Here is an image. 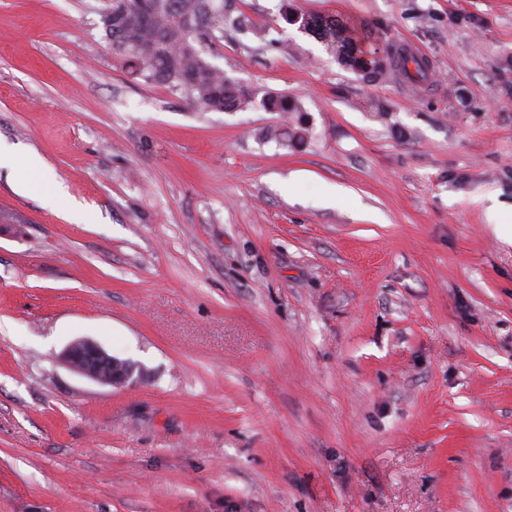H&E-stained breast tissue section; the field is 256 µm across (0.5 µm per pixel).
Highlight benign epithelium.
<instances>
[{
  "instance_id": "1",
  "label": "benign epithelium",
  "mask_w": 512,
  "mask_h": 512,
  "mask_svg": "<svg viewBox=\"0 0 512 512\" xmlns=\"http://www.w3.org/2000/svg\"><path fill=\"white\" fill-rule=\"evenodd\" d=\"M60 359L77 374L100 384L125 387L134 383L133 364L109 355L90 340L80 339L70 343Z\"/></svg>"
}]
</instances>
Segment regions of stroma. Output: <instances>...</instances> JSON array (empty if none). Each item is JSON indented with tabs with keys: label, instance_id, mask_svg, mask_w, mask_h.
Here are the masks:
<instances>
[{
	"label": "stroma",
	"instance_id": "1",
	"mask_svg": "<svg viewBox=\"0 0 512 512\" xmlns=\"http://www.w3.org/2000/svg\"><path fill=\"white\" fill-rule=\"evenodd\" d=\"M106 3L0 0V141L50 181L0 168V512H512V0H224L236 112L129 74ZM300 31L314 37L335 52L337 61L346 70L355 73L368 82L375 81L387 73L377 65L375 59H368L374 53L363 50L361 42L356 40L343 22L334 17L300 15ZM60 359L77 374L100 384L125 387L135 381L133 364L109 355L90 340L73 341L63 350Z\"/></svg>",
	"mask_w": 512,
	"mask_h": 512
}]
</instances>
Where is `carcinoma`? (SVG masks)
I'll return each mask as SVG.
<instances>
[{
    "label": "carcinoma",
    "mask_w": 512,
    "mask_h": 512,
    "mask_svg": "<svg viewBox=\"0 0 512 512\" xmlns=\"http://www.w3.org/2000/svg\"><path fill=\"white\" fill-rule=\"evenodd\" d=\"M104 16L105 37L130 73L166 85L207 111L234 112L253 105L244 86L203 56L205 42L224 26V9L213 0H112ZM300 23V31L334 51L344 69L369 82L385 76V69L369 58L346 24L305 14ZM262 107L269 112L299 111L288 96H269Z\"/></svg>",
    "instance_id": "1"
}]
</instances>
